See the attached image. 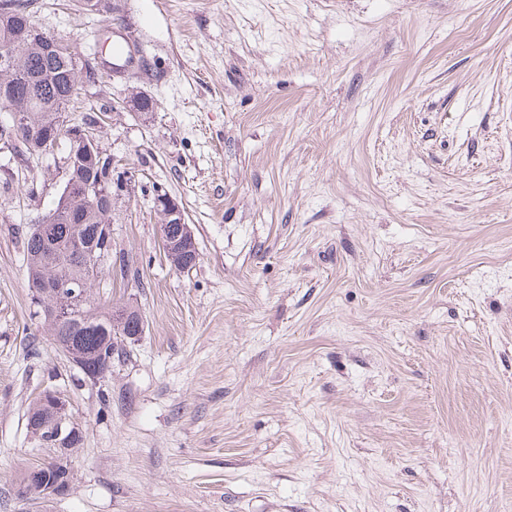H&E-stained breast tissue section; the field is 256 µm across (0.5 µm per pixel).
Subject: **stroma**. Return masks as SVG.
Returning <instances> with one entry per match:
<instances>
[{"instance_id": "1", "label": "stroma", "mask_w": 512, "mask_h": 512, "mask_svg": "<svg viewBox=\"0 0 512 512\" xmlns=\"http://www.w3.org/2000/svg\"><path fill=\"white\" fill-rule=\"evenodd\" d=\"M112 2L117 26L82 0L33 20L101 69L63 120L98 114L128 183L95 290L144 332L93 383L32 318L24 236L70 141L0 147V512H512V0ZM46 390L84 441L36 506ZM155 209L163 216L162 232L164 237L163 252L172 266L179 271L191 270L197 262V253L195 252L196 242L194 234L189 224H186L183 218L182 210L178 203L167 194H157L154 199ZM179 224V231L177 225ZM178 231V233H177Z\"/></svg>"}]
</instances>
